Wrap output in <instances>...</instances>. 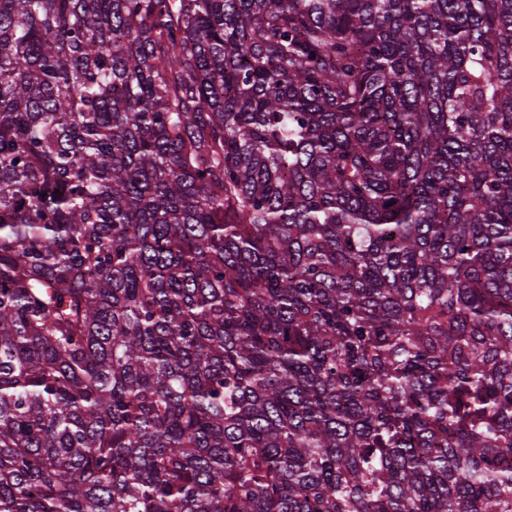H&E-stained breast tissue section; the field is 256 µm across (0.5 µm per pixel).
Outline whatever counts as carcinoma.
<instances>
[{
  "label": "carcinoma",
  "mask_w": 512,
  "mask_h": 512,
  "mask_svg": "<svg viewBox=\"0 0 512 512\" xmlns=\"http://www.w3.org/2000/svg\"><path fill=\"white\" fill-rule=\"evenodd\" d=\"M0 512H512V0H0Z\"/></svg>",
  "instance_id": "obj_1"
}]
</instances>
